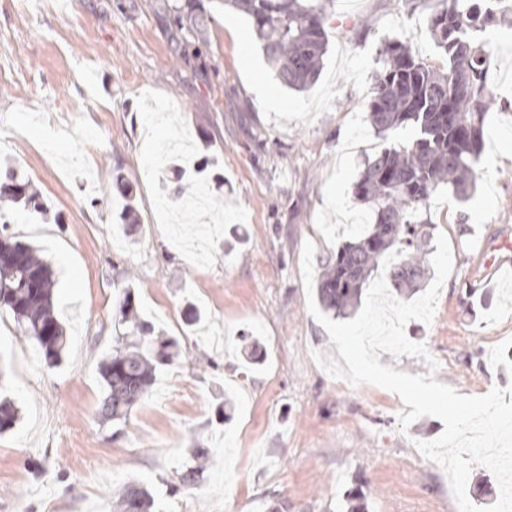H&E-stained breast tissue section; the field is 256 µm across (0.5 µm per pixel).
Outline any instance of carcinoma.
Masks as SVG:
<instances>
[{"instance_id":"cac0c4a2","label":"carcinoma","mask_w":512,"mask_h":512,"mask_svg":"<svg viewBox=\"0 0 512 512\" xmlns=\"http://www.w3.org/2000/svg\"><path fill=\"white\" fill-rule=\"evenodd\" d=\"M251 22L267 60L285 86L296 91L311 87L321 74L327 53L326 22L334 0H230ZM429 16L427 30L442 64L425 63L408 39L385 42L378 59L367 119L385 139L403 126L415 133L399 148H383L367 157L352 187L364 203L371 224L355 228L354 238L327 257L317 285L323 308L338 317L355 312L368 290L381 258L400 254L387 273L391 288L414 292L428 274L426 254L431 242L424 219L430 198L447 187L460 200L474 187L483 150V130L496 104L487 85L488 64L483 34L501 22L493 0H441ZM183 27L204 34L207 19L188 2L177 7ZM0 187L25 208L44 209L29 180L8 167ZM120 218L136 219L135 198L128 185ZM53 271L36 250L9 237L0 239V311L13 317L26 340L35 342L45 361L55 365L68 346L55 314ZM126 332L117 337L112 354L99 366L106 390L101 421L120 423L144 397L157 369L174 365L179 343L151 335L150 325L137 313L130 287L116 304ZM14 402L0 401V434L16 427ZM198 466L181 477L189 487L198 481L210 450L192 449ZM154 500L143 483L129 481L118 492V512H151Z\"/></svg>"}]
</instances>
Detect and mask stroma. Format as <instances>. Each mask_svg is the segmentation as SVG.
I'll use <instances>...</instances> for the list:
<instances>
[{
	"mask_svg": "<svg viewBox=\"0 0 512 512\" xmlns=\"http://www.w3.org/2000/svg\"><path fill=\"white\" fill-rule=\"evenodd\" d=\"M175 0H0V157H10L50 209L15 212L8 233L54 271V300L71 346L48 366L35 343L0 315V394L20 420L0 434V512H112L130 478L148 484L155 512H457L444 471L416 441L437 438L426 416L401 432L405 406L383 388L330 377L313 352L336 354L308 309L305 241L314 262L351 237L362 206L351 194L367 154L409 141L376 137L366 120L377 59L388 39H410L425 63L441 59L427 18L435 0H335L324 69L309 90L285 87L248 18L222 0H195L207 32H185ZM499 106L496 141L474 193L448 190L424 216L447 237L453 265L431 324L406 334L437 361L383 352L381 364L433 374L480 396L512 375V284L479 297L486 263L512 260V15L491 27ZM285 101L258 103L252 74ZM179 140L180 159H208L204 213L168 201L166 161L147 141ZM136 194L138 222L117 226L113 179ZM133 280L138 313L176 338L125 423L97 421L99 364L123 328L115 297ZM203 314L184 324L186 304ZM211 451L197 488L179 475L189 451Z\"/></svg>",
	"mask_w": 512,
	"mask_h": 512,
	"instance_id": "35a3bbf8",
	"label": "stroma"
}]
</instances>
